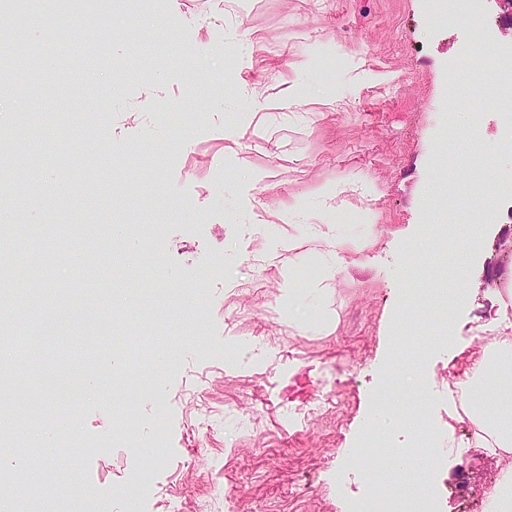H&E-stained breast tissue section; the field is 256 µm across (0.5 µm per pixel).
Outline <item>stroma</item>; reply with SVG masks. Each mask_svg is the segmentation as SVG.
<instances>
[{"mask_svg": "<svg viewBox=\"0 0 512 512\" xmlns=\"http://www.w3.org/2000/svg\"><path fill=\"white\" fill-rule=\"evenodd\" d=\"M66 59L34 27L1 51H35L26 79L0 86V126L28 141L0 151V248L40 233L48 288L18 292L8 363L21 376L25 424L0 467L37 471L42 499L14 512H350L365 481L351 464L382 371L392 360L401 294L446 287L441 249L403 261L419 233L442 240L443 150L471 166L462 188L512 182V143L480 95L448 94L455 57L512 62L497 30L473 43L429 0H68ZM65 184V194L55 191ZM30 194L23 212L11 200ZM435 198L434 211L424 202ZM295 210L298 221L283 216ZM503 225L475 261L453 349L428 317L418 384L428 430L442 434L441 512H485L503 468L472 447L454 396L483 356L492 290L512 274ZM345 234L363 249L321 283L330 330L288 311L291 257L313 264ZM63 304L118 318L122 376L86 401L58 396L27 356L33 316ZM243 343L246 357L234 346ZM159 370L154 385L142 371ZM335 406L316 410L326 380ZM167 447L151 468L157 427ZM63 431L54 455L23 449Z\"/></svg>", "mask_w": 512, "mask_h": 512, "instance_id": "obj_1", "label": "stroma"}]
</instances>
